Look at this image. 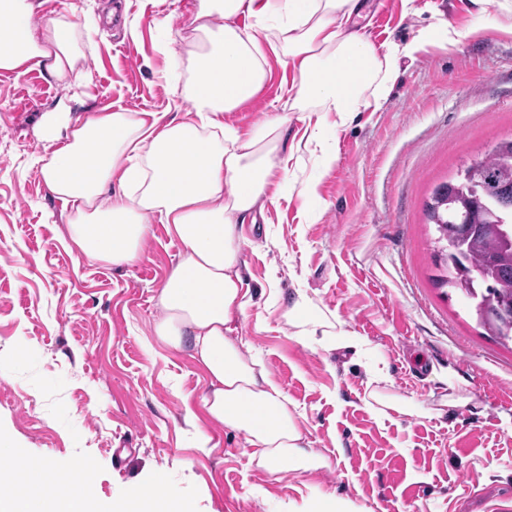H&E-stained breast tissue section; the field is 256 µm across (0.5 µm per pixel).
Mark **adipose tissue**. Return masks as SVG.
Wrapping results in <instances>:
<instances>
[{"instance_id": "adipose-tissue-1", "label": "adipose tissue", "mask_w": 512, "mask_h": 512, "mask_svg": "<svg viewBox=\"0 0 512 512\" xmlns=\"http://www.w3.org/2000/svg\"><path fill=\"white\" fill-rule=\"evenodd\" d=\"M363 6V0H196L185 54L159 46L168 58L165 79L186 106L181 118L109 107L83 115L64 105L38 126L50 146L40 175L70 204L68 237L83 256L132 266L157 222L179 242L178 260L157 290L162 316L153 333L164 345L189 349L208 378L202 405L209 419L242 432L258 466L272 473L305 471L321 459L280 385L236 340L253 300L240 270V226L263 214L268 185L283 177L295 153L353 114L383 107L400 57L457 36L439 22L407 46L379 48L354 26ZM35 10V0H0V71L41 66L82 83L85 55L75 23L57 16L36 25ZM243 15L251 25H238ZM272 55L288 97L251 134H240L224 116L265 88ZM296 123L308 137L292 134ZM285 318L297 336L334 348L362 346L321 314L306 291H297Z\"/></svg>"}]
</instances>
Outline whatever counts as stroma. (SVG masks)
Here are the masks:
<instances>
[{
    "label": "stroma",
    "mask_w": 512,
    "mask_h": 512,
    "mask_svg": "<svg viewBox=\"0 0 512 512\" xmlns=\"http://www.w3.org/2000/svg\"><path fill=\"white\" fill-rule=\"evenodd\" d=\"M123 2L89 34L81 90L41 67L0 74V354L32 349L39 374L64 379L69 417L55 419L28 377L0 370V425L35 455H91L106 504L158 472L197 488V512H314L323 499L358 512H512V345L487 334L460 291L435 288L423 215L436 184L512 138V15L475 0H367L359 24L375 44H408L440 20L462 37L401 58L382 109L326 137L331 164L294 155L286 184L268 188L274 204L242 225L241 266L257 292L240 323L243 351L323 457L320 468L273 474L243 434L209 422L208 381L188 350L152 332L179 245L156 224L131 267L85 258L39 174L37 124L59 105L179 112L157 38L185 52L194 0ZM269 67L262 93L225 117L241 134L286 94L278 60ZM300 288L364 340L363 353L295 336L283 314ZM375 389L431 415L377 416L365 405Z\"/></svg>",
    "instance_id": "obj_1"
}]
</instances>
